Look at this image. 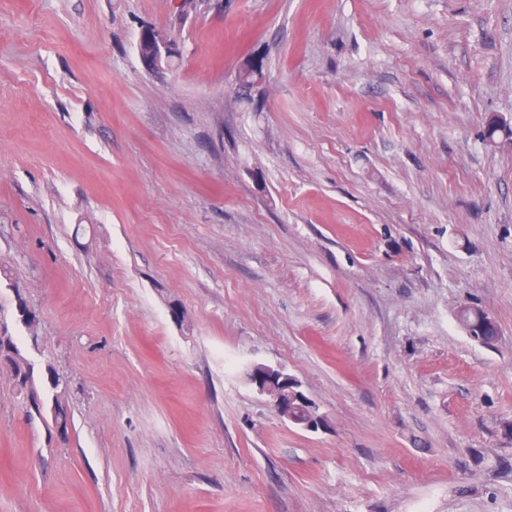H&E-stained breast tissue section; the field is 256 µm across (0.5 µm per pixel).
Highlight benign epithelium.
I'll return each instance as SVG.
<instances>
[{
    "instance_id": "1",
    "label": "benign epithelium",
    "mask_w": 512,
    "mask_h": 512,
    "mask_svg": "<svg viewBox=\"0 0 512 512\" xmlns=\"http://www.w3.org/2000/svg\"><path fill=\"white\" fill-rule=\"evenodd\" d=\"M139 53L149 66L160 70L178 53V43L170 31L151 27L141 35ZM246 376L258 393L266 396L276 412L290 423L307 431H316L322 426L323 418L315 413L313 406L310 407L312 413L303 419L294 415L296 404H308L310 400L300 389L298 380L282 368L255 365Z\"/></svg>"
}]
</instances>
